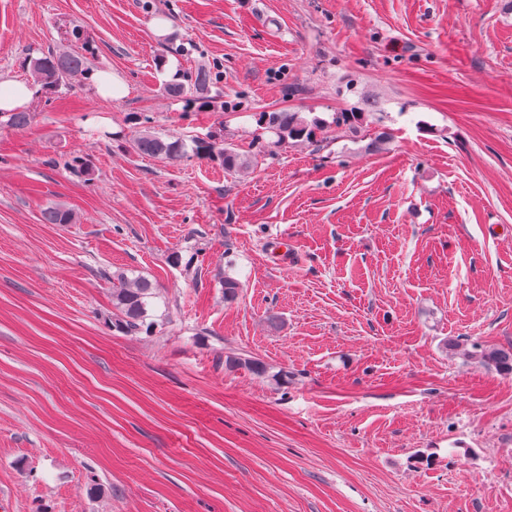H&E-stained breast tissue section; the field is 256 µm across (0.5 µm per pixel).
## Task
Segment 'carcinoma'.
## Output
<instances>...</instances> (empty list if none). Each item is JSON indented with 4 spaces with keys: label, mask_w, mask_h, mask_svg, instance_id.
I'll return each instance as SVG.
<instances>
[{
    "label": "carcinoma",
    "mask_w": 512,
    "mask_h": 512,
    "mask_svg": "<svg viewBox=\"0 0 512 512\" xmlns=\"http://www.w3.org/2000/svg\"><path fill=\"white\" fill-rule=\"evenodd\" d=\"M90 46L84 53L47 49L38 57L29 58V66L36 82L48 89H58L69 85L75 78L88 80L93 74L88 62ZM215 81V74L209 68H200L192 74L179 73L164 84L163 90L184 101L187 109L206 94ZM261 123L274 134L273 146L288 139L314 142L317 133L323 131L324 123L317 118L306 119L299 112H264L260 114ZM133 146L140 154L158 159H174L183 154L185 144L181 140L167 141L162 137L144 130L135 135ZM194 151L208 159H220L227 170L237 171L248 167L247 158L235 149L224 145V141L214 137L194 141ZM43 219L48 224H70L73 213L66 207L55 204L46 208ZM157 285L141 277H130L123 271L112 274V306L115 309L114 328L124 333L141 331L148 318V307L156 295ZM475 358L488 368L512 371V356L495 347H480ZM224 367L228 370L244 368L254 373L265 372V366L252 359L227 357Z\"/></svg>",
    "instance_id": "cac0c4a2"
}]
</instances>
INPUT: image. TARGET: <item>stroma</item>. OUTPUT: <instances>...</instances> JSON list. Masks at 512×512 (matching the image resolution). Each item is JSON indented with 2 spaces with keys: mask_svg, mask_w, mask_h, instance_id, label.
Wrapping results in <instances>:
<instances>
[{
  "mask_svg": "<svg viewBox=\"0 0 512 512\" xmlns=\"http://www.w3.org/2000/svg\"><path fill=\"white\" fill-rule=\"evenodd\" d=\"M73 23L128 94L0 126V512H512V373L470 356L512 353V0H0V82ZM278 110L319 145L269 148ZM119 269L150 330L113 327ZM215 81V74L210 68H199L194 74L178 73L164 84L163 90L184 101L186 109L192 108L196 101L206 94ZM299 112H262L261 123L274 134L273 147L287 139L317 141V133L323 132L324 123L317 118L306 119ZM132 141L138 153L158 159H174L185 151L182 140L167 141L149 130L137 133ZM194 151L196 154L205 156L208 159H221L224 169L237 171L248 167L247 158L238 153L235 149L224 145L223 140L209 136L208 140H196Z\"/></svg>",
  "mask_w": 512,
  "mask_h": 512,
  "instance_id": "1",
  "label": "stroma"
}]
</instances>
